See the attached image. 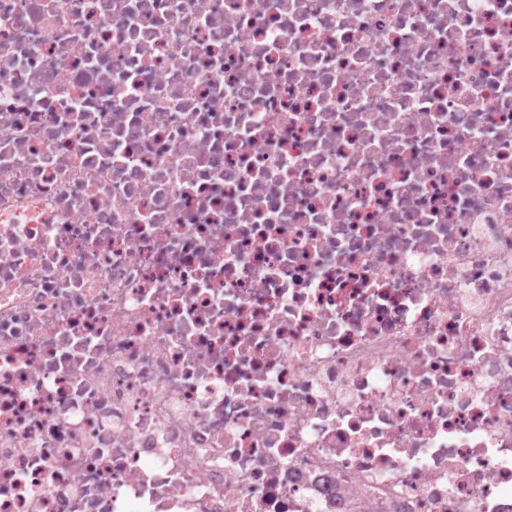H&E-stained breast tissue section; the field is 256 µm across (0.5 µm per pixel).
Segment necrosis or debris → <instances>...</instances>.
<instances>
[{
	"instance_id": "obj_1",
	"label": "necrosis or debris",
	"mask_w": 512,
	"mask_h": 512,
	"mask_svg": "<svg viewBox=\"0 0 512 512\" xmlns=\"http://www.w3.org/2000/svg\"><path fill=\"white\" fill-rule=\"evenodd\" d=\"M0 512H512V0H0Z\"/></svg>"
}]
</instances>
